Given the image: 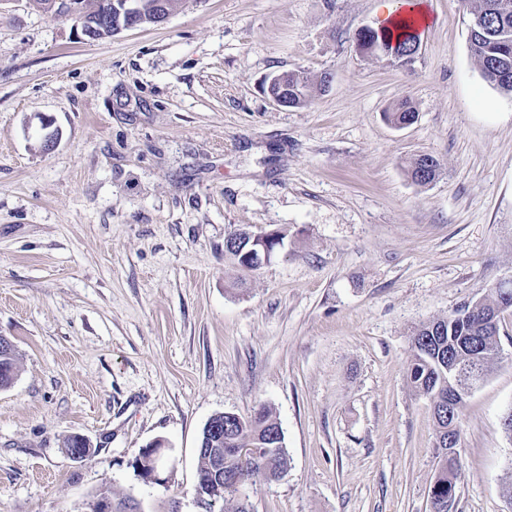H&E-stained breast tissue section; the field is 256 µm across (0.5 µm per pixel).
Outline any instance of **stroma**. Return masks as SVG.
I'll return each instance as SVG.
<instances>
[{"instance_id": "1", "label": "stroma", "mask_w": 512, "mask_h": 512, "mask_svg": "<svg viewBox=\"0 0 512 512\" xmlns=\"http://www.w3.org/2000/svg\"><path fill=\"white\" fill-rule=\"evenodd\" d=\"M378 4L178 0L163 25L84 42L0 0V336L20 355L0 390V512H91L105 488L195 512L205 423L262 405L288 472L243 477L251 512H431L410 338L512 276V97L470 54L464 0H428L408 63L359 51ZM286 71L332 81L283 107L261 83ZM404 96L418 119L398 129ZM419 154L441 165L426 186ZM242 228L283 235L247 273L224 255ZM499 326L502 358L463 409L455 512H512V311ZM158 439L162 486L132 467ZM432 167L425 169L422 158H413L409 165V174L411 179L418 185L425 186L432 183L439 174L440 163L436 158Z\"/></svg>"}]
</instances>
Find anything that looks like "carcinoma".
Masks as SVG:
<instances>
[{"label": "carcinoma", "instance_id": "carcinoma-1", "mask_svg": "<svg viewBox=\"0 0 512 512\" xmlns=\"http://www.w3.org/2000/svg\"><path fill=\"white\" fill-rule=\"evenodd\" d=\"M469 24L470 51L478 62L483 78L501 94L512 97V0H470ZM399 33L380 27L366 26L356 34L357 46L367 54L388 56L401 60L413 46L421 43V33L413 24L403 21L396 26ZM304 89L311 95L313 82L305 72L288 77V97L294 90ZM415 116L408 99L400 100L388 113L387 119L401 127ZM440 171V163L425 168L422 158L413 159L409 165L411 179L425 186L433 182ZM512 295V287L505 290L490 286L475 303L466 304L446 318H438L418 326L412 333V359L408 368V381L418 393L428 396L433 404L432 415L436 423V448L438 468L431 487L432 512H448V502L455 501L460 452L448 456V436L454 437V448H459L460 432L448 433V417L460 421L462 402L448 407V354L468 362V354L485 351L489 358L477 368L480 376H486L489 366L501 358L499 336L502 293ZM19 373V357L0 362V387L12 386ZM283 432L265 406L253 416H237L224 419V484L205 485L206 496L226 501L236 492V483L242 475V467L233 455L235 448H253L255 456L250 471L263 477H275L287 464L283 447Z\"/></svg>", "mask_w": 512, "mask_h": 512}]
</instances>
